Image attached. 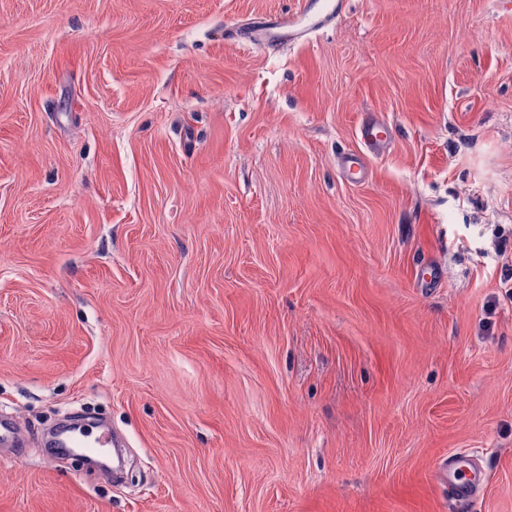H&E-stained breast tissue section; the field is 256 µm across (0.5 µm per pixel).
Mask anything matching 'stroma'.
Returning <instances> with one entry per match:
<instances>
[{
  "label": "stroma",
  "instance_id": "35a3bbf8",
  "mask_svg": "<svg viewBox=\"0 0 512 512\" xmlns=\"http://www.w3.org/2000/svg\"><path fill=\"white\" fill-rule=\"evenodd\" d=\"M347 3L0 0V512H512V0ZM304 16V15H303ZM302 16V17H303ZM302 17L275 18L265 22L264 26L251 31L249 39L255 45L265 44L268 41L286 39L299 33ZM358 132L361 142L370 153L385 149L390 140L387 127L374 115L359 125ZM70 429V428H69ZM69 429L60 435V443L67 448L84 447V448H109L111 445L110 434L108 431H102L100 434L93 435V431H79L78 435L68 434ZM466 457H448V484L454 495L460 500L474 499L482 486L480 479L459 477Z\"/></svg>",
  "mask_w": 512,
  "mask_h": 512
}]
</instances>
